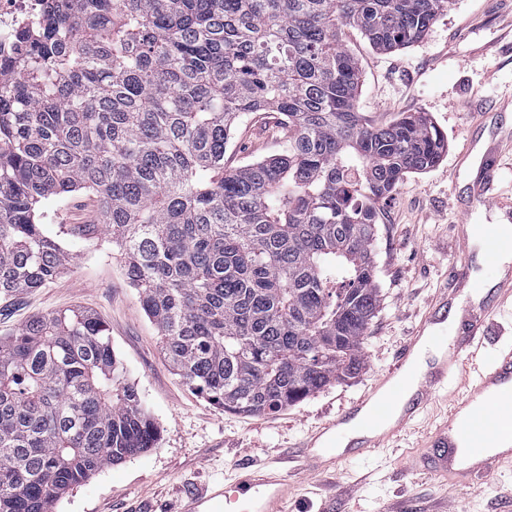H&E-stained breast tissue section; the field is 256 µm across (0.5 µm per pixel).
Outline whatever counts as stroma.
<instances>
[{
    "instance_id": "obj_1",
    "label": "stroma",
    "mask_w": 512,
    "mask_h": 512,
    "mask_svg": "<svg viewBox=\"0 0 512 512\" xmlns=\"http://www.w3.org/2000/svg\"><path fill=\"white\" fill-rule=\"evenodd\" d=\"M345 44L358 61L357 106L371 124L424 112L445 133L448 149L425 173H410L380 210L374 259L380 304L365 332V364L354 378L333 384L273 415L224 410L190 390L160 352L158 333L132 288L109 236L75 234L102 218L93 196L48 199L46 225L69 255L61 276L0 303V336L36 315L81 307L106 325L127 379L157 424L154 448L109 466L55 501L52 512H144L172 504L183 492L230 481L244 463L271 462L300 446L307 433L336 417L393 363L403 343L448 282L457 250L456 202L467 199L474 169L452 174L464 138L487 141L491 129L472 128L476 112L512 97V0H452L425 38L389 53L374 51L357 30ZM285 126L280 115L260 112L245 120L224 155L234 168L279 155ZM434 408L393 447L345 462L333 475L294 479L293 512H381L390 503L410 512H512V468L503 466L475 487L447 488L407 459L434 432L443 415Z\"/></svg>"
}]
</instances>
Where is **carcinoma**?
I'll return each mask as SVG.
<instances>
[{
	"label": "carcinoma",
	"instance_id": "obj_1",
	"mask_svg": "<svg viewBox=\"0 0 512 512\" xmlns=\"http://www.w3.org/2000/svg\"><path fill=\"white\" fill-rule=\"evenodd\" d=\"M450 2L46 0L23 77L0 74V298L67 266L39 205L86 191L190 389L272 414L358 373L378 204L447 141L423 112L366 121L342 34L407 48ZM253 112L285 117L287 149L227 169ZM157 437L91 312L0 337V512H49Z\"/></svg>",
	"mask_w": 512,
	"mask_h": 512
}]
</instances>
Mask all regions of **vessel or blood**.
Instances as JSON below:
<instances>
[{
	"mask_svg": "<svg viewBox=\"0 0 512 512\" xmlns=\"http://www.w3.org/2000/svg\"><path fill=\"white\" fill-rule=\"evenodd\" d=\"M510 139L505 129L485 150L467 141L454 166L478 162L471 200L512 222V203L498 192L499 144ZM457 240L449 286L369 391L311 432L298 452L273 465H240L230 484L185 493L168 512H220L233 501L240 512H287L289 483L302 468L386 446L444 391L451 407L434 435L435 469L444 482L467 485L512 463V342L484 348L487 325L512 309V236L494 224L465 221Z\"/></svg>",
	"mask_w": 512,
	"mask_h": 512,
	"instance_id": "1",
	"label": "vessel or blood"
}]
</instances>
